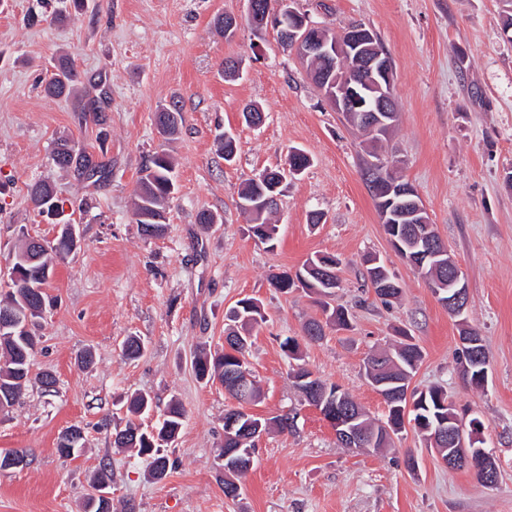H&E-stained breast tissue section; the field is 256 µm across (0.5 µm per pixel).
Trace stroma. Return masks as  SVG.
I'll return each instance as SVG.
<instances>
[{"label":"stroma","instance_id":"obj_1","mask_svg":"<svg viewBox=\"0 0 512 512\" xmlns=\"http://www.w3.org/2000/svg\"><path fill=\"white\" fill-rule=\"evenodd\" d=\"M58 8V0H0V272L24 237L56 235L27 199L33 182L54 186L81 233L75 256L56 265L46 287L54 304L34 327L35 378L0 412V456L27 455L26 466L0 470V512H82L90 478L104 466L114 512H512V41L501 31L512 0H297L333 32L364 23L391 59L399 121L379 152L415 187L464 274L466 315L490 362L483 391L458 374L456 319L384 231L363 177L364 136L325 102L276 29L246 23L247 0H78L62 23L53 20ZM31 14L39 24H28ZM225 14L242 20L231 38L214 30ZM66 53L80 75L77 91L47 97L43 80ZM228 59L242 60L239 79L224 78ZM249 104L264 112L262 125L245 123ZM173 105L183 128L166 139L155 115ZM224 133L237 144L230 163L218 143ZM64 138L102 161L107 177L55 167L49 156ZM296 149L311 164L280 197L270 246L251 235L238 192ZM161 151L173 160L178 191L164 236L150 238L135 222L134 202L145 164ZM202 211L215 223H199ZM314 213L321 223H312ZM316 254L341 261L329 303L348 310L350 326H327L321 342L302 345L308 367L383 420L388 409L364 361L412 336L423 358L411 388H444L460 417L484 422V446L500 471L495 484L448 468L409 423L378 452L337 444L295 389L280 347L301 337L307 320L325 319L320 299L271 284ZM372 256L403 289L391 304L367 280ZM248 297L265 314L247 355L263 393L250 411L296 419L293 430L260 437L239 496L228 499L218 453L234 401L220 384L200 382L191 362L201 350L223 349L225 315ZM130 336L145 343L135 359L122 354ZM87 351L94 362L85 367ZM44 371L55 388L38 382ZM136 393L154 399L140 419L145 430L170 400L185 409L167 450L177 465L159 481L100 426L107 419L124 427ZM72 425L83 428L86 447L66 459L56 442Z\"/></svg>","mask_w":512,"mask_h":512}]
</instances>
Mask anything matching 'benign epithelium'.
Segmentation results:
<instances>
[{
  "label": "benign epithelium",
  "mask_w": 512,
  "mask_h": 512,
  "mask_svg": "<svg viewBox=\"0 0 512 512\" xmlns=\"http://www.w3.org/2000/svg\"><path fill=\"white\" fill-rule=\"evenodd\" d=\"M248 23L260 30L271 26L279 31L282 44L292 50L304 63L319 64L309 69L312 80L323 92L328 103L338 112L368 113L367 121L372 133H384L394 124L398 116L391 88L393 82L392 64L387 54L377 44L374 33L362 23L349 26L345 40L331 37L319 23L299 12L296 0H247ZM373 168L372 195L384 224H413L414 237L423 243L426 256H439L431 234L427 213L421 204L416 189L409 183L385 185L378 181L380 168ZM26 251L32 261L45 259L50 247L38 238L28 239ZM448 278L454 288L448 293V305L456 313H463L468 303V290L461 282L459 271H451ZM252 378L245 371L229 375V383L240 399L251 395ZM306 397L324 405L321 414L333 427L336 438L354 446L359 434L351 426V410L338 409L323 404L325 395L314 385L306 387ZM438 439L448 440V466H468L479 472L486 482L492 479V453L480 450V466L474 467L471 448L480 439L474 430L454 425L434 434Z\"/></svg>",
  "instance_id": "obj_1"
}]
</instances>
